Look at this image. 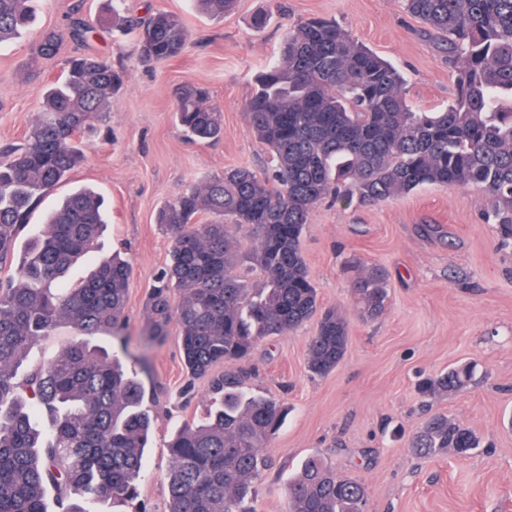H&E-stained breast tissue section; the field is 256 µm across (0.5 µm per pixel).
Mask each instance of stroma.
Returning a JSON list of instances; mask_svg holds the SVG:
<instances>
[{"mask_svg": "<svg viewBox=\"0 0 512 512\" xmlns=\"http://www.w3.org/2000/svg\"><path fill=\"white\" fill-rule=\"evenodd\" d=\"M109 5L45 0L31 32L60 27L74 13L108 15ZM162 11L180 14L191 34L189 49L168 61L140 60L137 31L125 23L66 43L35 73L27 68L30 40L0 46V144L23 139L38 117L46 83L62 73L69 56L100 55L126 70L84 162L34 211L17 245L25 247L74 188H97L108 222L65 279L79 280L102 258L125 253L132 265L125 316L134 339L147 293L170 258V237L156 222L161 207L185 184L225 168H268L264 147L247 131L244 105L257 72L281 51L297 22L336 19L401 69L413 108L447 107L454 87L443 46L404 12L402 0H237L221 18L196 11L190 0H126L127 16L138 20ZM261 13L270 21L257 32L252 22ZM188 83L204 86L222 112L219 139L188 142L177 123L174 105ZM487 206L480 191L425 185L374 206L326 202L315 209L301 249L322 305L347 317L350 343L341 364L315 379L307 372L312 321L262 342L241 361L250 387L287 410L264 450L270 466L255 484L253 512H287L288 481L311 455L362 482L368 512H512V251L500 250L494 225L481 221ZM371 267L388 275L386 307L374 318L363 316L353 295L355 278ZM464 362L476 365L468 387L419 395V375ZM138 377L153 419L139 499L148 512H167V441L185 422L208 416L210 379L188 374L173 333L153 348L148 370ZM439 413L473 430L479 448L463 457L414 455V433Z\"/></svg>", "mask_w": 512, "mask_h": 512, "instance_id": "1", "label": "stroma"}]
</instances>
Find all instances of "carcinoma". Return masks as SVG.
<instances>
[{
    "instance_id": "1",
    "label": "carcinoma",
    "mask_w": 512,
    "mask_h": 512,
    "mask_svg": "<svg viewBox=\"0 0 512 512\" xmlns=\"http://www.w3.org/2000/svg\"><path fill=\"white\" fill-rule=\"evenodd\" d=\"M37 0H0V44L22 38ZM222 16L236 0H194ZM405 12L446 47L456 83L448 107L413 109L404 78L390 62L336 21L311 17L288 32L279 57L256 77L245 104L248 133L266 147L270 171L249 166L188 183L157 214L171 234L168 267L145 304L144 348L162 344L178 326L183 363L193 376L218 365L215 404L201 423H185L170 438L168 512H249L246 500L267 467L261 451L278 431L283 409L253 392L235 364L262 341L309 319L307 369L326 376L349 342L346 316L321 307L301 239L324 200L377 205L422 185L475 188L489 201L482 219L499 244L512 249V0H403ZM145 61L182 55L190 34L181 15L158 12L137 23ZM92 26L72 17L43 31L31 65L83 42ZM125 71L99 55L70 58L62 78L47 85L40 113L22 142L0 149V264L15 250L33 210L85 158L76 141L102 117ZM174 114L186 136L206 142L224 132L206 91L185 85ZM106 224L103 199L92 188L71 191L32 235L21 260L0 279V512H46L53 484L66 502L93 496L134 503L143 474L151 418L137 372L92 338L106 330L127 348L125 308L130 264L118 257L86 278L63 284V273L94 245ZM249 230L246 253L231 228ZM247 263L263 275L253 287L234 273ZM361 312L380 314L387 298L374 269L354 281ZM66 321L76 339L46 366L19 375L30 348ZM474 365L423 379V396L456 392ZM476 435L446 416L429 420L412 443L422 457L465 456ZM364 484L336 474L318 455L288 481L287 512H356Z\"/></svg>"
}]
</instances>
